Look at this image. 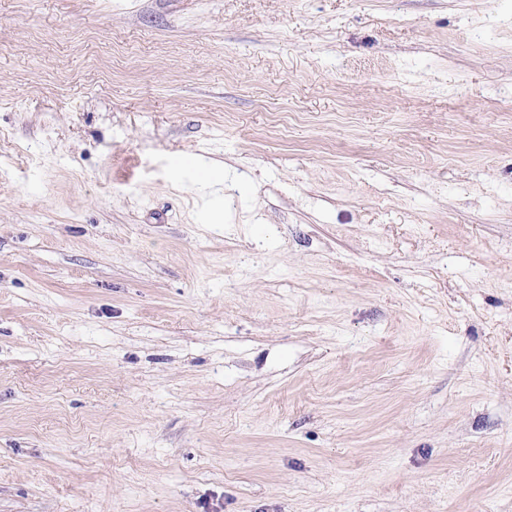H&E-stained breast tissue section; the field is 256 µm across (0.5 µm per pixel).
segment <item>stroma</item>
I'll return each instance as SVG.
<instances>
[{
  "label": "stroma",
  "mask_w": 512,
  "mask_h": 512,
  "mask_svg": "<svg viewBox=\"0 0 512 512\" xmlns=\"http://www.w3.org/2000/svg\"><path fill=\"white\" fill-rule=\"evenodd\" d=\"M0 512H512V0H0Z\"/></svg>",
  "instance_id": "stroma-1"
}]
</instances>
